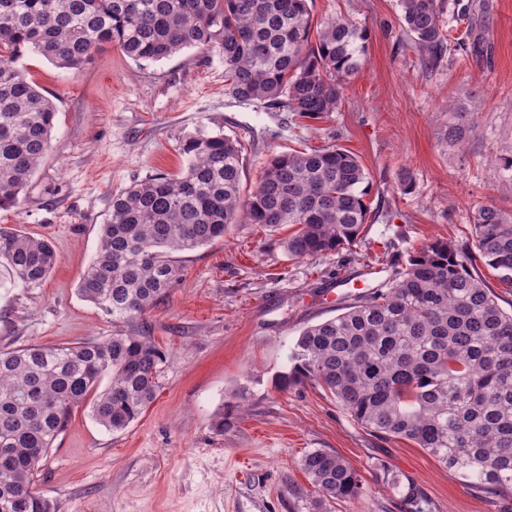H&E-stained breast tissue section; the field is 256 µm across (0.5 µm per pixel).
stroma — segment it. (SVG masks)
Returning <instances> with one entry per match:
<instances>
[{
  "mask_svg": "<svg viewBox=\"0 0 512 512\" xmlns=\"http://www.w3.org/2000/svg\"><path fill=\"white\" fill-rule=\"evenodd\" d=\"M308 4L315 19L343 15L366 33L360 68L322 119L226 95L215 45L140 64L110 46L76 70L32 53L18 62L56 116L47 156L0 225L48 239L58 262L37 285L0 288V349L118 330L78 293L99 229L113 195L180 171L197 130L241 141L248 194L271 158L296 150L339 146L368 174V220L338 251L294 258L287 230L234 224L181 253V280L133 324L163 355L157 396L120 433L97 424L90 404L72 412L36 477L57 512H311L300 461L317 448L348 461L365 487L324 512H398L381 465L415 481L435 512H512V500L474 493L414 443L361 427L315 382L284 380L303 328L386 283L421 245H471L480 205L512 212V0H440L447 33L433 68L402 29L399 0Z\"/></svg>",
  "mask_w": 512,
  "mask_h": 512,
  "instance_id": "35a3bbf8",
  "label": "stroma"
}]
</instances>
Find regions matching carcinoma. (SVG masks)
<instances>
[{
	"mask_svg": "<svg viewBox=\"0 0 512 512\" xmlns=\"http://www.w3.org/2000/svg\"><path fill=\"white\" fill-rule=\"evenodd\" d=\"M404 30L429 54L444 47L438 0H400ZM364 31L342 16L319 25L307 0H0V209L20 194L51 146L55 106L17 61L27 52L77 69L116 46L135 62L217 44L224 82L240 102L318 119L339 107L361 65ZM187 163L112 197V219L78 286L114 321L158 306L181 275L176 253L224 238L229 225L295 226L285 248L316 257L352 243L367 221V173L354 153L325 147L277 155L241 195L242 145L198 131ZM474 249L435 241L346 311L305 328L292 373L327 389L353 419L426 450L475 492L512 497V311L469 266L480 258L512 284V213L473 217ZM45 239L0 226V286L28 287L55 268ZM162 355L149 336L0 350V512H56L35 471L72 411L96 394L95 421L121 432L152 403ZM301 469L319 500L352 501L363 483L338 454L307 452ZM402 512H429L419 485L383 473Z\"/></svg>",
	"mask_w": 512,
	"mask_h": 512,
	"instance_id": "carcinoma-1",
	"label": "carcinoma"
}]
</instances>
